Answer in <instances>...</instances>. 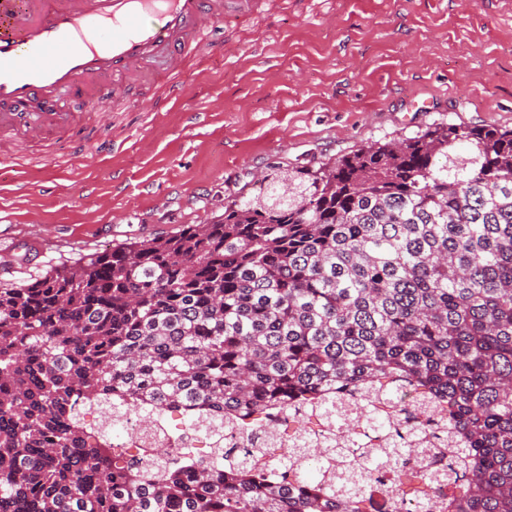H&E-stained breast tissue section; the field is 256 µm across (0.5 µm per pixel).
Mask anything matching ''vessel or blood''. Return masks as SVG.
I'll use <instances>...</instances> for the list:
<instances>
[{"label": "vessel or blood", "mask_w": 512, "mask_h": 512, "mask_svg": "<svg viewBox=\"0 0 512 512\" xmlns=\"http://www.w3.org/2000/svg\"><path fill=\"white\" fill-rule=\"evenodd\" d=\"M224 0H0V161L12 158L24 122L40 138L64 96L88 91L101 103L147 72L165 94H184L177 76L199 50L196 37L224 19Z\"/></svg>", "instance_id": "obj_1"}]
</instances>
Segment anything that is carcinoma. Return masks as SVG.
<instances>
[{
	"instance_id": "obj_1",
	"label": "carcinoma",
	"mask_w": 512,
	"mask_h": 512,
	"mask_svg": "<svg viewBox=\"0 0 512 512\" xmlns=\"http://www.w3.org/2000/svg\"><path fill=\"white\" fill-rule=\"evenodd\" d=\"M418 394L448 464L406 465L373 403ZM285 410L363 434L261 467L127 459L79 412ZM512 512V130L446 123L275 167L210 224L0 288V512Z\"/></svg>"
}]
</instances>
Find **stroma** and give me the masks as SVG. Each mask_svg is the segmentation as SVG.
<instances>
[{
	"mask_svg": "<svg viewBox=\"0 0 512 512\" xmlns=\"http://www.w3.org/2000/svg\"><path fill=\"white\" fill-rule=\"evenodd\" d=\"M183 102L141 84L0 162V284L208 224L259 176L434 123L512 127V0H251L200 36ZM98 140L112 153L82 156Z\"/></svg>",
	"mask_w": 512,
	"mask_h": 512,
	"instance_id": "1",
	"label": "stroma"
}]
</instances>
